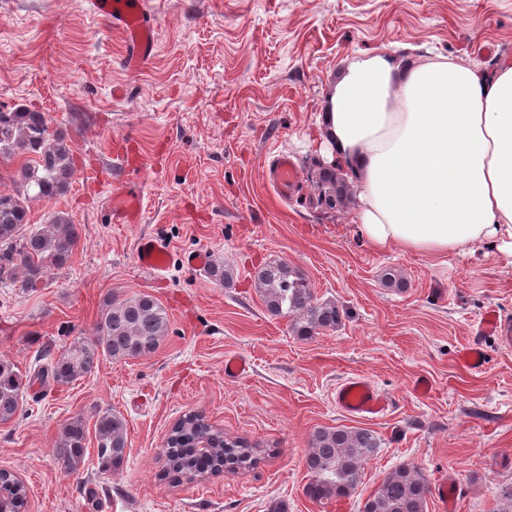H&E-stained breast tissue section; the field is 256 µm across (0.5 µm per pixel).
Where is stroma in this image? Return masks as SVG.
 Here are the masks:
<instances>
[{"mask_svg":"<svg viewBox=\"0 0 512 512\" xmlns=\"http://www.w3.org/2000/svg\"><path fill=\"white\" fill-rule=\"evenodd\" d=\"M146 2L157 52L132 71L121 34L89 0H0V106L48 113L74 149L69 190L32 203L30 224L63 211L81 231L44 288L0 284V357L28 370L44 346L91 335L104 300L134 292L159 299L171 319L153 354L36 387L0 424V469L27 485L28 512H359L401 463L433 483L451 476L454 512H497L499 487L512 483V350L486 340L480 372L458 354L487 308L512 317V267L485 247L440 258L377 249L352 210L317 204L312 172L317 120L341 62L384 49L484 69L512 61V0ZM117 140L145 167L140 224L108 219L104 181L123 174ZM282 153L299 175L285 199L269 177ZM145 233L170 245L162 274L136 263ZM194 249L231 265L233 284L182 266L179 254ZM271 260L299 268L349 319L310 340L293 336L253 287ZM390 267L407 288L382 286ZM228 355L245 359L248 374L225 378ZM353 375L390 397L384 415L337 408L336 386ZM418 379L427 393L413 391ZM105 409L128 424L122 468L92 459L65 473L54 448L62 426L94 424ZM191 410L256 448L257 463L190 483L164 478L163 443ZM322 426L366 427L383 441L357 496L325 505L303 493L308 438Z\"/></svg>","mask_w":512,"mask_h":512,"instance_id":"stroma-1","label":"stroma"}]
</instances>
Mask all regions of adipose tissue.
Returning <instances> with one entry per match:
<instances>
[{
    "mask_svg": "<svg viewBox=\"0 0 512 512\" xmlns=\"http://www.w3.org/2000/svg\"><path fill=\"white\" fill-rule=\"evenodd\" d=\"M318 125L373 246L441 257L492 245L512 265V63L364 55L340 69Z\"/></svg>",
    "mask_w": 512,
    "mask_h": 512,
    "instance_id": "ef3b65f1",
    "label": "adipose tissue"
}]
</instances>
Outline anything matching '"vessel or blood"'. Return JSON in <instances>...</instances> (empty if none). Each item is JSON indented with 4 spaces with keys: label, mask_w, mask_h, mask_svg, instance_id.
<instances>
[{
    "label": "vessel or blood",
    "mask_w": 512,
    "mask_h": 512,
    "mask_svg": "<svg viewBox=\"0 0 512 512\" xmlns=\"http://www.w3.org/2000/svg\"><path fill=\"white\" fill-rule=\"evenodd\" d=\"M93 10L107 17L124 36V60L128 67L141 69L148 65L155 54L156 44L151 24L146 19L144 0H91ZM272 179L279 196H286L293 189L298 174L290 157L278 155ZM110 219L115 224H139L144 218L141 184L130 178L115 184L109 192ZM136 262L140 268L159 274L166 270L172 256L163 240L153 235L140 236L135 247ZM493 337L500 346H512V318L496 309H488L477 322L469 347L462 350L459 361L480 371L487 365L484 348L486 337ZM337 408L348 415L370 417L383 414L389 407L388 400L376 386L361 376L341 382L335 393Z\"/></svg>",
    "instance_id": "obj_1"
}]
</instances>
